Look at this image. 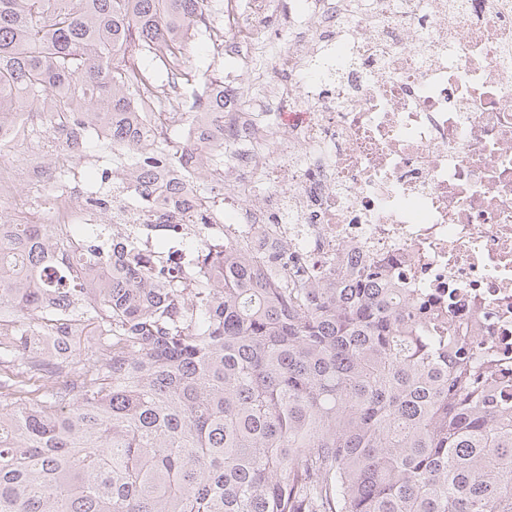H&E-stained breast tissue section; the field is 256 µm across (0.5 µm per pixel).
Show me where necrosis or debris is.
Returning a JSON list of instances; mask_svg holds the SVG:
<instances>
[{"label":"necrosis or debris","mask_w":512,"mask_h":512,"mask_svg":"<svg viewBox=\"0 0 512 512\" xmlns=\"http://www.w3.org/2000/svg\"><path fill=\"white\" fill-rule=\"evenodd\" d=\"M224 0V192L179 210L271 237L306 272L386 265L396 287L453 296L472 347L512 364V0ZM284 48L272 68L255 53ZM112 221L157 224L170 199Z\"/></svg>","instance_id":"obj_1"}]
</instances>
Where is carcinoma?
Segmentation results:
<instances>
[{"mask_svg": "<svg viewBox=\"0 0 512 512\" xmlns=\"http://www.w3.org/2000/svg\"><path fill=\"white\" fill-rule=\"evenodd\" d=\"M210 17L0 0V124L46 114L78 148L108 121L112 149L149 144L122 181L151 207L158 171L224 164V77L189 60ZM149 63L193 87L195 144L142 130ZM172 228L183 267L110 224H0V512H512V378L465 324L383 264L297 282L280 252Z\"/></svg>", "mask_w": 512, "mask_h": 512, "instance_id": "1", "label": "carcinoma"}]
</instances>
